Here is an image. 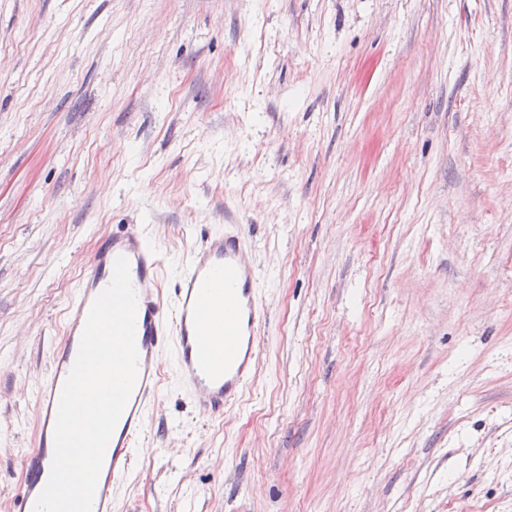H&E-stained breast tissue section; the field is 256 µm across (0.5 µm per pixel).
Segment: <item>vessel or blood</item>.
Here are the masks:
<instances>
[{
	"instance_id": "obj_1",
	"label": "vessel or blood",
	"mask_w": 512,
	"mask_h": 512,
	"mask_svg": "<svg viewBox=\"0 0 512 512\" xmlns=\"http://www.w3.org/2000/svg\"><path fill=\"white\" fill-rule=\"evenodd\" d=\"M126 257L137 292L136 346L139 375L128 404L106 447L93 512H112L136 451L147 411L160 388L159 359L172 349L177 372L203 414L223 413L256 375V356L266 314L257 296L258 274L248 260L239 232L211 235L186 262L173 289L174 301L161 297L162 260L141 225L113 235L68 305L64 341L57 347L38 394L40 436L22 464L29 474L16 512H33L45 487L53 457V431L61 390L78 351L88 311L109 284L118 257Z\"/></svg>"
}]
</instances>
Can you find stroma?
Returning a JSON list of instances; mask_svg holds the SVG:
<instances>
[{
	"label": "stroma",
	"instance_id": "35a3bbf8",
	"mask_svg": "<svg viewBox=\"0 0 512 512\" xmlns=\"http://www.w3.org/2000/svg\"><path fill=\"white\" fill-rule=\"evenodd\" d=\"M241 227L256 379L172 352L114 512H512V0H0V512L102 241Z\"/></svg>",
	"mask_w": 512,
	"mask_h": 512
}]
</instances>
